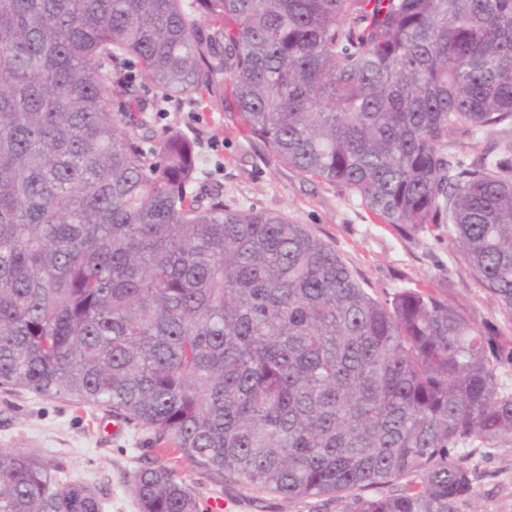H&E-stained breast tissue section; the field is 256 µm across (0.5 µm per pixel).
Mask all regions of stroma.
Segmentation results:
<instances>
[{
	"instance_id": "obj_1",
	"label": "stroma",
	"mask_w": 512,
	"mask_h": 512,
	"mask_svg": "<svg viewBox=\"0 0 512 512\" xmlns=\"http://www.w3.org/2000/svg\"><path fill=\"white\" fill-rule=\"evenodd\" d=\"M179 118L201 130L200 151L208 160L203 182L219 183L226 202L310 225L376 296L403 288L447 294L477 325L494 328L501 344L512 348V321L449 243L429 236L408 239L377 223L354 199L262 154L228 128L223 113L198 112L187 102ZM102 416L99 410L0 390V449H33L66 460L69 478L101 488L104 512H139L129 484L134 472L155 457L150 435L126 422L97 427ZM466 465L474 492L457 502L456 512H512V445L475 449ZM180 469L202 502L222 498L227 512H340L336 500L328 497L288 500L218 483L185 463Z\"/></svg>"
}]
</instances>
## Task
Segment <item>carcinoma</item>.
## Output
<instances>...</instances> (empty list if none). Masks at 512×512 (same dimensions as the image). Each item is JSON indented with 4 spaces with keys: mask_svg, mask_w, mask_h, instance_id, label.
I'll list each match as a JSON object with an SVG mask.
<instances>
[{
    "mask_svg": "<svg viewBox=\"0 0 512 512\" xmlns=\"http://www.w3.org/2000/svg\"><path fill=\"white\" fill-rule=\"evenodd\" d=\"M184 98L448 238L512 320V0H0V387L150 431L169 462L134 473L139 512H201L181 461L341 512H454L467 450L512 444V349L224 203L197 137L151 116ZM485 131L502 141L466 161ZM103 508L0 449V512Z\"/></svg>",
    "mask_w": 512,
    "mask_h": 512,
    "instance_id": "cac0c4a2",
    "label": "carcinoma"
}]
</instances>
